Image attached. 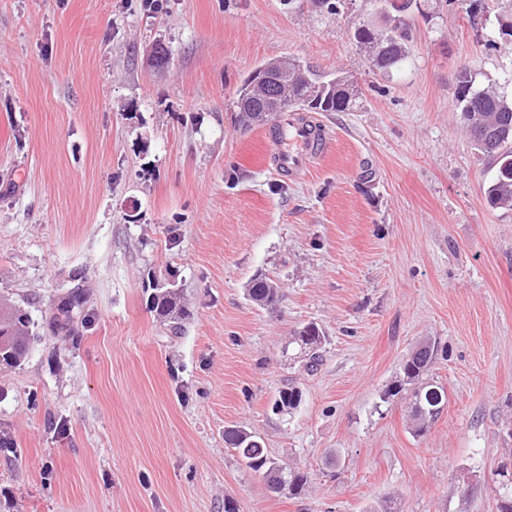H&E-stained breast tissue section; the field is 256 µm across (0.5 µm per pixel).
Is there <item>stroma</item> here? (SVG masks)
Instances as JSON below:
<instances>
[{
	"label": "stroma",
	"instance_id": "obj_1",
	"mask_svg": "<svg viewBox=\"0 0 512 512\" xmlns=\"http://www.w3.org/2000/svg\"><path fill=\"white\" fill-rule=\"evenodd\" d=\"M401 71L351 39L389 0H0V300L38 335L0 365V512H496L512 476V211L491 208L454 74L512 98V47L487 49L512 0L469 21L414 0ZM162 40L158 73L145 49ZM300 58L362 92L320 112L327 153L291 180L265 165L272 125L242 130L235 92ZM276 306L246 294L257 273ZM175 281L192 315L146 305ZM85 304L64 329L54 304ZM316 323L315 372L287 347ZM445 405L415 435L383 392L420 342ZM294 385L291 415L271 406ZM236 426L306 467L270 493L224 445ZM247 296L260 307H272L278 302L279 289L273 279L258 273L249 282ZM85 302V296L82 289L78 286L73 287L72 291H70L65 297H63L60 302L54 307V312L51 316L53 322L55 323H65L70 322L74 318V314H80L83 304ZM67 324V323H65Z\"/></svg>",
	"mask_w": 512,
	"mask_h": 512
}]
</instances>
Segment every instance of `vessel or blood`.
Instances as JSON below:
<instances>
[{
  "instance_id": "obj_1",
  "label": "vessel or blood",
  "mask_w": 512,
  "mask_h": 512,
  "mask_svg": "<svg viewBox=\"0 0 512 512\" xmlns=\"http://www.w3.org/2000/svg\"><path fill=\"white\" fill-rule=\"evenodd\" d=\"M328 143L324 128L291 113L283 118L268 156L273 168L294 175L311 167Z\"/></svg>"
}]
</instances>
